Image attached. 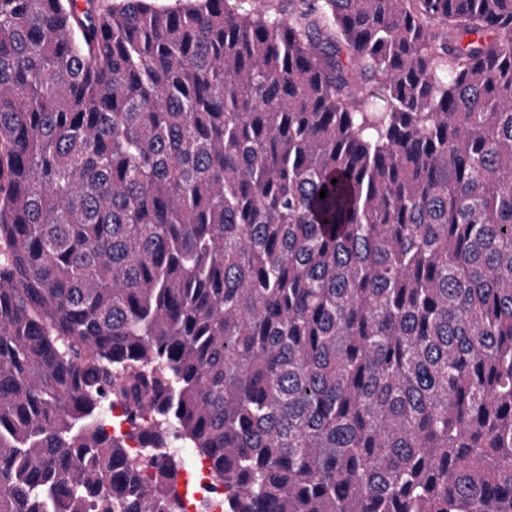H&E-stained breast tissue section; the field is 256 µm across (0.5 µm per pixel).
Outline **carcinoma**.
Here are the masks:
<instances>
[{
	"label": "carcinoma",
	"instance_id": "carcinoma-1",
	"mask_svg": "<svg viewBox=\"0 0 512 512\" xmlns=\"http://www.w3.org/2000/svg\"><path fill=\"white\" fill-rule=\"evenodd\" d=\"M178 448L512 512V0H0V512H183Z\"/></svg>",
	"mask_w": 512,
	"mask_h": 512
}]
</instances>
